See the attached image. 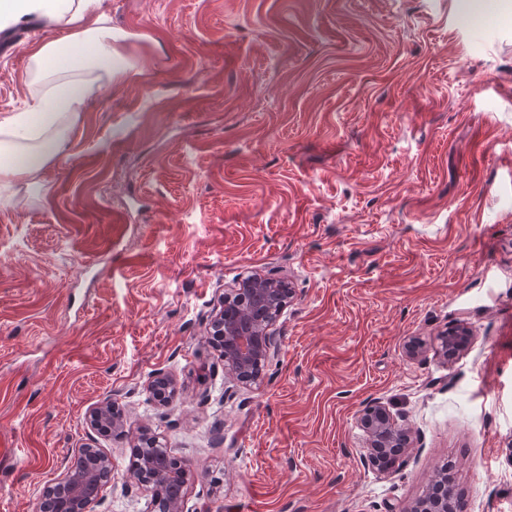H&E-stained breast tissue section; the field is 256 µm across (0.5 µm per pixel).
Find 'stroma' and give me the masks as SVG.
Returning a JSON list of instances; mask_svg holds the SVG:
<instances>
[{
	"mask_svg": "<svg viewBox=\"0 0 512 512\" xmlns=\"http://www.w3.org/2000/svg\"><path fill=\"white\" fill-rule=\"evenodd\" d=\"M104 6L134 76L93 87L40 193L0 196V512H39L85 446L114 465L96 512H146L142 427L198 471L184 512H386L446 464L467 512H512V10ZM61 36L0 32V116ZM254 273L296 295L278 357L233 388L209 320ZM456 325L452 364L406 357ZM108 397L124 432L86 422ZM373 401L417 434L385 471L357 424Z\"/></svg>",
	"mask_w": 512,
	"mask_h": 512,
	"instance_id": "stroma-1",
	"label": "stroma"
}]
</instances>
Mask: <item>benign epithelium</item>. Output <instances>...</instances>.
I'll list each match as a JSON object with an SVG mask.
<instances>
[{
	"label": "benign epithelium",
	"mask_w": 512,
	"mask_h": 512,
	"mask_svg": "<svg viewBox=\"0 0 512 512\" xmlns=\"http://www.w3.org/2000/svg\"><path fill=\"white\" fill-rule=\"evenodd\" d=\"M293 297L288 279L259 274L224 290L222 309L211 318L210 330L224 337L222 356L232 381L251 385L260 379L263 366L279 351L274 323ZM469 340L470 330L449 329L439 336L434 350L446 362L463 351ZM150 387L160 390V397L165 398L175 393L176 382L171 375L158 372ZM116 407L110 398L100 403L89 415L90 426L122 430L124 418ZM359 426L366 436L368 460L376 467L412 447L410 429L379 401L363 409ZM76 456L83 462L67 466L61 479L43 488L41 512H95L101 487L112 480V457L92 447L78 449ZM196 476L192 466L182 462L173 465L167 454H152L143 470L130 472V478L149 493L147 512H183V489ZM406 512H465V507L448 486L447 472L441 471Z\"/></svg>",
	"instance_id": "1"
}]
</instances>
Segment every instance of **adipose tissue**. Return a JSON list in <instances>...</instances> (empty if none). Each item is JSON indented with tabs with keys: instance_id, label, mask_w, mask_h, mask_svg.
Listing matches in <instances>:
<instances>
[{
	"instance_id": "ef3b65f1",
	"label": "adipose tissue",
	"mask_w": 512,
	"mask_h": 512,
	"mask_svg": "<svg viewBox=\"0 0 512 512\" xmlns=\"http://www.w3.org/2000/svg\"><path fill=\"white\" fill-rule=\"evenodd\" d=\"M34 18L52 20L66 36L32 55L29 75L38 92L0 118V190L23 182L40 191L38 175L67 154V131L88 111L92 86L132 72L103 0H0L1 30Z\"/></svg>"
}]
</instances>
